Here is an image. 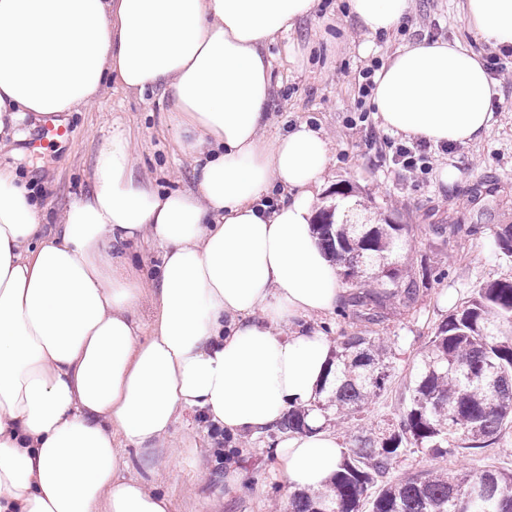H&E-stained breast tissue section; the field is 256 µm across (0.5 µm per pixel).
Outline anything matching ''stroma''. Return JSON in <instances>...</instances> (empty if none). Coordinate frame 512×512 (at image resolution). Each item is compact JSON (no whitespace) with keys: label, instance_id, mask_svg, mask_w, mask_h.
I'll use <instances>...</instances> for the list:
<instances>
[{"label":"stroma","instance_id":"stroma-1","mask_svg":"<svg viewBox=\"0 0 512 512\" xmlns=\"http://www.w3.org/2000/svg\"><path fill=\"white\" fill-rule=\"evenodd\" d=\"M462 4L463 0H413L406 27L374 37L371 53L363 55L359 47L365 36L349 16L348 0H320L314 18L268 48L274 97L266 138L296 121L320 128L332 144L322 206H335L337 186L350 187L348 205L370 223L405 225L401 256L409 271L433 274L413 310L402 311L394 302L388 305L391 377L376 402L338 431L345 447L362 431L401 423L417 361L437 325L482 284L512 280V256L500 253L491 263L484 259L492 249L493 227L512 224V85H502L496 121L483 138L439 153L433 170L419 181L386 159L384 128H377L370 140L353 123L360 70L384 61L400 44L456 38L476 52L490 53L489 45L467 32ZM292 43L301 49L302 63L289 62L287 48ZM167 108L162 90L140 96L109 84L90 107L62 114L72 130L70 140H40L41 120L27 119L24 139L0 144V165L16 169L45 206L51 232L59 230L69 204L90 191L95 156L116 129L129 137L138 180L161 192L190 188L195 158L181 150ZM447 170L455 174L449 182L442 178ZM431 224L445 225L446 239L429 236ZM280 437L276 431L231 439L187 414L154 448L128 449V472L148 488L168 494L172 512H275L288 500L272 448ZM472 466L512 468V426L503 427L500 445L463 449L452 458L425 449L410 453L390 476ZM233 468L247 472L253 490L228 484Z\"/></svg>","mask_w":512,"mask_h":512}]
</instances>
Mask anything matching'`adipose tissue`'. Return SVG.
Segmentation results:
<instances>
[{"label": "adipose tissue", "mask_w": 512, "mask_h": 512, "mask_svg": "<svg viewBox=\"0 0 512 512\" xmlns=\"http://www.w3.org/2000/svg\"><path fill=\"white\" fill-rule=\"evenodd\" d=\"M412 2L350 7L370 37L401 28ZM318 4L0 0V140L19 139L28 116L90 106L113 80L162 88L196 162L192 188L158 193L114 131L89 195L53 235L0 167V512H169L165 494L126 477L125 449L152 447L188 411L236 437L313 403L332 344L310 320L348 293L314 231L332 146L306 122L263 132L267 47ZM463 11L476 39L512 47V0H464ZM374 81L383 126L408 140L467 144L495 121L499 85L458 40L407 43ZM145 233L160 264L116 263L113 245ZM148 287L145 338L136 311ZM309 425L274 445L292 495L325 483L341 455L320 415Z\"/></svg>", "instance_id": "adipose-tissue-1"}]
</instances>
